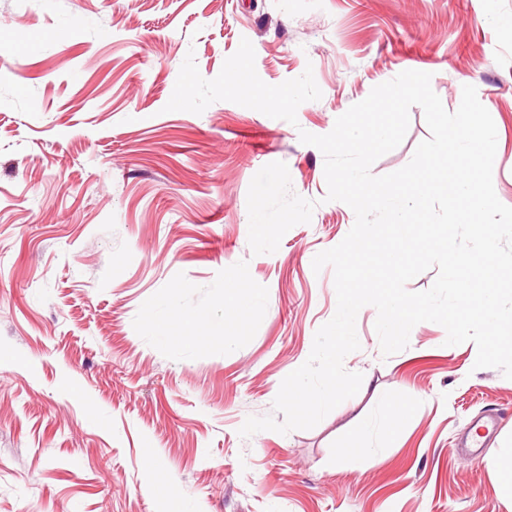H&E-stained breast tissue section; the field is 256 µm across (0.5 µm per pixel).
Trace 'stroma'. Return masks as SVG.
Instances as JSON below:
<instances>
[{
  "instance_id": "35a3bbf8",
  "label": "stroma",
  "mask_w": 512,
  "mask_h": 512,
  "mask_svg": "<svg viewBox=\"0 0 512 512\" xmlns=\"http://www.w3.org/2000/svg\"><path fill=\"white\" fill-rule=\"evenodd\" d=\"M244 38L265 83L309 67L321 99L293 124L228 101L165 112L187 53L211 79ZM406 70L451 112L476 87L512 206V0H0V512H512L489 465L512 443V379L436 323L386 358L364 306L344 359L359 392L312 429L239 434L334 316L312 261L355 221L299 133ZM429 136L412 107L373 174ZM278 161L317 207L255 255L248 188ZM170 297L188 322L163 338L145 317ZM385 395L386 429L363 435ZM485 416L501 424L476 464L460 443Z\"/></svg>"
}]
</instances>
